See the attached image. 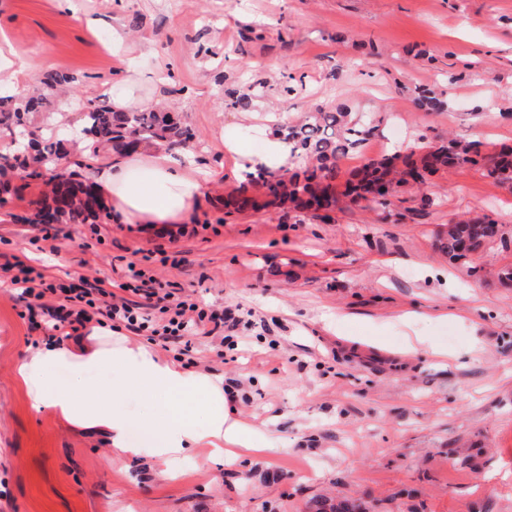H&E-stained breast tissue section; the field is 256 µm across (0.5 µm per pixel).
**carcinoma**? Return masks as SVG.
Returning <instances> with one entry per match:
<instances>
[{
    "label": "carcinoma",
    "mask_w": 512,
    "mask_h": 512,
    "mask_svg": "<svg viewBox=\"0 0 512 512\" xmlns=\"http://www.w3.org/2000/svg\"><path fill=\"white\" fill-rule=\"evenodd\" d=\"M71 79L52 73L43 88L24 95L0 96V134L9 138L13 149L0 152V175L13 174L29 186L53 181L50 193L33 202L28 215L14 220L28 224H104L112 220L95 185L74 171L67 175L48 173L68 156L58 130L31 123L29 115L46 108L51 91H64ZM256 80L247 91L224 92L225 106L249 110L261 88ZM413 103L420 112H440L447 102L443 94L419 86L413 90ZM84 132L81 151H90L97 159L103 153L132 152L142 143L161 145L170 151L196 137L194 129L170 112L157 110L114 112L105 101L89 103L83 112ZM378 130L374 119L353 112L344 105L334 109L318 107L295 123L278 128L288 145V166L271 171L263 166L245 175L244 181L224 197V215L257 212L274 208L288 221L303 224L307 220L328 223L332 213L348 203H372L385 211L393 205L398 189L419 188L429 177L451 168H476L492 181L512 184V147L494 153L476 145L450 138L431 145L420 142L401 153L389 151L367 158L345 173L341 161L364 148ZM498 243L508 246L504 224L484 214L448 225L440 239L448 259L459 261ZM311 512H364L354 501L316 498Z\"/></svg>",
    "instance_id": "cac0c4a2"
}]
</instances>
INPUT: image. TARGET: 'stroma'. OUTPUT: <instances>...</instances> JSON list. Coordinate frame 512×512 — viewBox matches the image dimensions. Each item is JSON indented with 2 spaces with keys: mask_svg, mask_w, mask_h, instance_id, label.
Wrapping results in <instances>:
<instances>
[{
  "mask_svg": "<svg viewBox=\"0 0 512 512\" xmlns=\"http://www.w3.org/2000/svg\"><path fill=\"white\" fill-rule=\"evenodd\" d=\"M0 52L27 65L13 93L73 77L78 107L34 121L76 130L81 103L135 69L137 93L194 128L205 187L187 224L15 222L44 191L33 184L0 204V254L51 280L106 283L156 247L179 254L155 277L242 320L223 357L197 338L198 369L232 387L257 443L281 440L232 463L190 453L167 476L115 462L102 437L30 409L16 366L46 331L22 319L28 298L0 287V512H310L319 496L367 512H512V285L496 278L512 247L452 264L438 242L445 224L482 214L511 233L512 190L463 167L431 179L428 209L420 193L397 196L400 221L364 202L331 224L218 208L241 181L223 134L257 155L318 106L380 122L347 170L419 134L512 146V0H0ZM287 74L301 94L283 93ZM250 79L265 82L252 109H227L225 89ZM419 85L440 87L447 110L417 111Z\"/></svg>",
  "mask_w": 512,
  "mask_h": 512,
  "instance_id": "1",
  "label": "stroma"
}]
</instances>
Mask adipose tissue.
<instances>
[{
  "instance_id": "obj_1",
  "label": "adipose tissue",
  "mask_w": 512,
  "mask_h": 512,
  "mask_svg": "<svg viewBox=\"0 0 512 512\" xmlns=\"http://www.w3.org/2000/svg\"><path fill=\"white\" fill-rule=\"evenodd\" d=\"M224 148L236 155L240 171L263 165L277 170L288 153L281 137L266 140L255 156L233 140ZM98 192L112 202V217L121 224H180L199 203L203 185L189 166L161 147H139L95 162ZM113 370L112 404L103 406L99 371ZM68 381H57L58 371ZM29 406L75 428L103 435L117 461L146 457L157 466L198 450L222 452L224 445L242 444L246 425L227 404L223 377L190 369L160 357L150 344L131 342L109 328L91 326L86 335L42 343L17 366ZM144 394L147 405L128 411L129 394ZM145 439L133 441L132 429Z\"/></svg>"
}]
</instances>
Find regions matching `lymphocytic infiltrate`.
I'll list each match as a JSON object with an SVG mask.
<instances>
[{"mask_svg": "<svg viewBox=\"0 0 512 512\" xmlns=\"http://www.w3.org/2000/svg\"><path fill=\"white\" fill-rule=\"evenodd\" d=\"M158 263L176 267L181 260L161 247L144 253L139 263H128L115 292L98 284L47 281L43 271L18 259L0 264V284L36 299L51 338L69 337L75 327L90 322L109 323L147 337L164 349L177 345L179 355L194 356L193 337L222 332L227 318L162 287L153 273Z\"/></svg>", "mask_w": 512, "mask_h": 512, "instance_id": "obj_1", "label": "lymphocytic infiltrate"}]
</instances>
